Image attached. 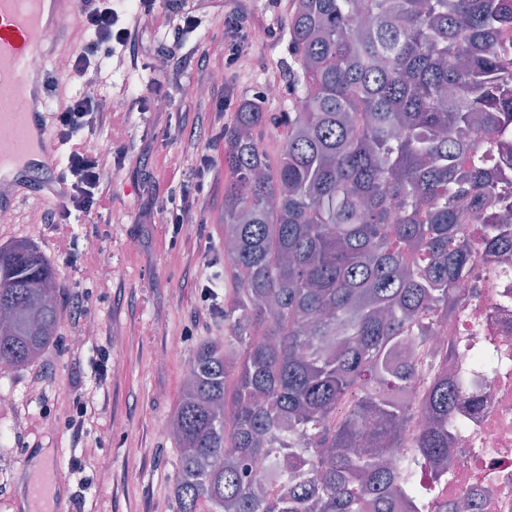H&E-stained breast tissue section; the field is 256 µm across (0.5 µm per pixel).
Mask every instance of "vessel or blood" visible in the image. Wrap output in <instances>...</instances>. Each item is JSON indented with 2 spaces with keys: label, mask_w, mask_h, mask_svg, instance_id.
I'll list each match as a JSON object with an SVG mask.
<instances>
[{
  "label": "vessel or blood",
  "mask_w": 512,
  "mask_h": 512,
  "mask_svg": "<svg viewBox=\"0 0 512 512\" xmlns=\"http://www.w3.org/2000/svg\"><path fill=\"white\" fill-rule=\"evenodd\" d=\"M78 0H0V179L45 198L63 190L58 178L60 143L52 131L47 101L53 90L45 69H31L32 57L49 56L72 41ZM55 460L43 462L25 490L22 512H71L72 502Z\"/></svg>",
  "instance_id": "vessel-or-blood-1"
}]
</instances>
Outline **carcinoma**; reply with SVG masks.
Returning a JSON list of instances; mask_svg holds the SVG:
<instances>
[{
  "label": "carcinoma",
  "instance_id": "cac0c4a2",
  "mask_svg": "<svg viewBox=\"0 0 512 512\" xmlns=\"http://www.w3.org/2000/svg\"><path fill=\"white\" fill-rule=\"evenodd\" d=\"M289 37L301 95L278 160L258 141L263 100L224 130L235 288L172 417L176 512H443L464 382L446 351L424 367L399 352L461 304V225L490 248L507 234L490 210L492 145L512 139V0H292ZM58 311L39 247L0 244V365L39 359Z\"/></svg>",
  "mask_w": 512,
  "mask_h": 512
}]
</instances>
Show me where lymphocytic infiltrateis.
Returning <instances> with one entry per match:
<instances>
[{
  "instance_id": "f902f5d3",
  "label": "lymphocytic infiltrate",
  "mask_w": 512,
  "mask_h": 512,
  "mask_svg": "<svg viewBox=\"0 0 512 512\" xmlns=\"http://www.w3.org/2000/svg\"><path fill=\"white\" fill-rule=\"evenodd\" d=\"M203 13L199 5H187L186 0H177L161 23L168 44L164 53L177 58L171 81H180L184 70L196 68L198 81L208 83L209 91L198 99L195 109L206 119L215 138L224 135V114L229 104L224 94L223 83L213 81L215 70L209 59L193 60L184 55L183 48L188 34L201 24ZM81 25L86 33V45L71 60V70L84 74L94 68L100 56L116 59L128 70L147 69L143 39L145 29L139 21L126 19L113 0H92L85 9ZM147 101L142 97H131L125 102L123 111L115 112L107 108L101 100L79 96L72 98L62 112L55 117L56 135L68 153L59 170L65 186L58 205L43 215L44 223L50 224L63 254H71L73 235L69 219L72 212L85 215H101L108 210L109 203L102 193V180L99 174L100 158L86 148L84 143L75 141V134L83 129L114 130L121 124L126 114L147 111ZM191 148L199 161L197 177L182 195L180 202L169 212V222L174 228L186 224H201L208 210L209 184L205 179L212 170V144L192 143Z\"/></svg>"
}]
</instances>
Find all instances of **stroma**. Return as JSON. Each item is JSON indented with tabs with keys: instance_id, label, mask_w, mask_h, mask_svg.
I'll return each mask as SVG.
<instances>
[{
	"instance_id": "35a3bbf8",
	"label": "stroma",
	"mask_w": 512,
	"mask_h": 512,
	"mask_svg": "<svg viewBox=\"0 0 512 512\" xmlns=\"http://www.w3.org/2000/svg\"><path fill=\"white\" fill-rule=\"evenodd\" d=\"M237 17L247 29L264 28L266 38L248 42L240 59L224 71L231 108L224 114L232 123L241 98L263 95L267 67H275L283 84L281 97L267 100L269 119L258 138L270 159H277L284 141L281 112L296 99L292 77L288 21L291 0H237ZM226 35L221 7L214 6L202 25L190 35L187 47L195 55L216 56ZM168 62L156 56L154 68L131 72L113 68L101 59L97 71L61 76L60 87L49 100L56 111L61 98L79 95L88 85L102 95L125 87L146 98L163 86ZM195 106L184 96L165 112L133 114L126 133L135 143L133 155L113 171L105 184L112 196L107 222L93 224L88 217H71L75 262H68L45 225L29 221L30 213L43 207L37 196H28L13 212V221L0 223V243L27 238L51 260L61 286L60 325L55 342L37 362L22 367L0 366V392L14 395L12 409H0V469H13L14 482H0V512H11V498L20 495L28 476L25 458L35 450H59L60 474L74 512H176L171 485L178 457L171 439L158 433L175 413L188 358L200 344L223 335L224 319L214 314L208 322L197 319L202 306L201 286L211 271H223L224 259L215 245L224 234V147L216 145L209 222L202 227L205 243L194 259H186L171 243L172 228L164 211L156 208L147 187L153 178L174 168L194 172L196 157L186 143L174 136L180 127L194 128L199 139L209 131L193 127ZM137 248H129V241ZM112 258L108 283H101L94 250ZM81 317L92 335L83 344L70 341L74 317ZM122 337L113 348V337ZM183 355L172 358L173 347ZM109 348L106 376L94 368L97 352ZM39 395H31L30 384ZM84 394L88 424L82 441H75L66 427L68 407L76 394ZM125 423L122 431L114 421Z\"/></svg>"
}]
</instances>
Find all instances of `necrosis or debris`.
Wrapping results in <instances>:
<instances>
[{
    "label": "necrosis or debris",
    "instance_id": "4bbe7bcc",
    "mask_svg": "<svg viewBox=\"0 0 512 512\" xmlns=\"http://www.w3.org/2000/svg\"><path fill=\"white\" fill-rule=\"evenodd\" d=\"M464 231L474 248L462 303L411 352L425 363L448 351L449 375L464 378L467 387L456 408L465 425L452 432L440 501L459 512H512V239L491 249L481 241L480 225ZM485 351L496 366L480 364Z\"/></svg>",
    "mask_w": 512,
    "mask_h": 512
}]
</instances>
